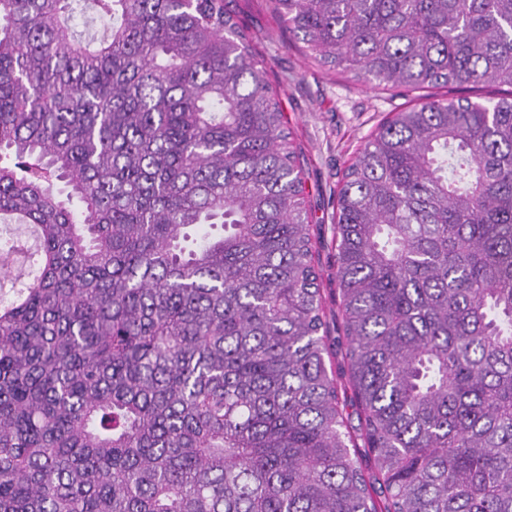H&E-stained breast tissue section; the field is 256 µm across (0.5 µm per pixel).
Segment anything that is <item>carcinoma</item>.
Masks as SVG:
<instances>
[{
    "label": "carcinoma",
    "mask_w": 512,
    "mask_h": 512,
    "mask_svg": "<svg viewBox=\"0 0 512 512\" xmlns=\"http://www.w3.org/2000/svg\"><path fill=\"white\" fill-rule=\"evenodd\" d=\"M80 2L0 0V221L38 237L0 512H512V0H274L318 64L425 99L344 174L334 340L234 0H93L99 41ZM468 85L508 92L424 93ZM77 19L76 31L79 33L85 29L90 30L92 33L96 32L101 35L106 25H112V19L99 18L98 13L90 4L85 5L84 10L75 14Z\"/></svg>",
    "instance_id": "cac0c4a2"
}]
</instances>
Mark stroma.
<instances>
[{
    "label": "stroma",
    "mask_w": 512,
    "mask_h": 512,
    "mask_svg": "<svg viewBox=\"0 0 512 512\" xmlns=\"http://www.w3.org/2000/svg\"><path fill=\"white\" fill-rule=\"evenodd\" d=\"M237 4L240 25L257 36L254 51L279 94L300 154L326 331L334 337L339 296L333 215L339 182L366 138L388 113L405 107L407 99L398 91L377 89L319 65L280 22L271 0Z\"/></svg>",
    "instance_id": "obj_1"
}]
</instances>
